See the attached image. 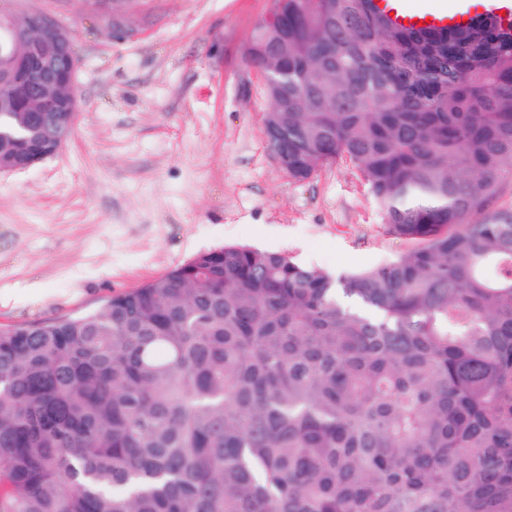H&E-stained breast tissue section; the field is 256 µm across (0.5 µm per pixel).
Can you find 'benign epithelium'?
<instances>
[{
  "instance_id": "7a95c632",
  "label": "benign epithelium",
  "mask_w": 512,
  "mask_h": 512,
  "mask_svg": "<svg viewBox=\"0 0 512 512\" xmlns=\"http://www.w3.org/2000/svg\"><path fill=\"white\" fill-rule=\"evenodd\" d=\"M0 28L8 31L0 43V90L6 91L0 108L29 114L41 130L36 154H0V172L21 171L58 151L62 119L79 112L77 61L69 31L48 15L0 14Z\"/></svg>"
}]
</instances>
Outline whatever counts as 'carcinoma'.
<instances>
[{"instance_id":"1","label":"carcinoma","mask_w":512,"mask_h":512,"mask_svg":"<svg viewBox=\"0 0 512 512\" xmlns=\"http://www.w3.org/2000/svg\"><path fill=\"white\" fill-rule=\"evenodd\" d=\"M251 55L288 176L351 163L413 246L226 245L0 329V512H512V25L284 0Z\"/></svg>"}]
</instances>
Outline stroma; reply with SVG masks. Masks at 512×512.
Wrapping results in <instances>:
<instances>
[{
    "instance_id": "obj_1",
    "label": "stroma",
    "mask_w": 512,
    "mask_h": 512,
    "mask_svg": "<svg viewBox=\"0 0 512 512\" xmlns=\"http://www.w3.org/2000/svg\"><path fill=\"white\" fill-rule=\"evenodd\" d=\"M270 0H0L72 35L75 132L0 173V327L91 312L199 252L280 251L342 274L408 249L350 163L298 183L272 157L247 58Z\"/></svg>"
}]
</instances>
